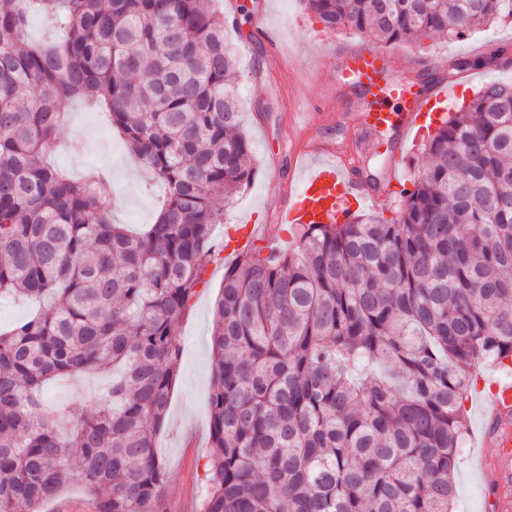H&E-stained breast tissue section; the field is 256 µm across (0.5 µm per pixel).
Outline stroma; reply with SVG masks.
Here are the masks:
<instances>
[{"label":"stroma","mask_w":512,"mask_h":512,"mask_svg":"<svg viewBox=\"0 0 512 512\" xmlns=\"http://www.w3.org/2000/svg\"><path fill=\"white\" fill-rule=\"evenodd\" d=\"M246 5L237 27H225L239 71L238 97L243 129L249 137L257 174L234 197L218 200L223 224L215 228L216 240L237 225L251 222L276 224L285 202L281 190L272 188L274 170L288 172L295 153L309 149L345 154L354 170L382 179L388 168L387 146L397 137L396 128L383 126L363 130L366 110L376 106L385 112L400 109V100L379 101L361 88L343 82L331 60L337 50L361 47L362 37L349 31L323 30L307 10L304 0H235ZM264 14L266 26L275 32L277 55H270L265 41L256 36L250 18ZM512 48V20L477 29L464 38H434L422 43H396L385 47L397 74L407 83L437 82L451 90L443 112H452L462 101L489 82H512V65L449 73L448 62L475 58L492 50ZM311 103L313 111L304 121H294L298 103ZM52 162L72 176L87 169L109 170L117 194L112 219L133 229L154 222L159 206V185L134 162L124 141L111 131L102 113L85 111L80 105L69 110V119L56 134ZM224 280L223 264L210 267L208 284L200 289L193 305L177 325L182 342L178 378L171 391L164 425L155 436V454L164 464V497L168 512H201L207 494L205 463L211 453L209 440L212 364L210 327L212 309ZM107 377L89 375L76 383H53L46 390L53 402L94 408L110 385ZM470 430L457 469V498L453 512H495L496 480L490 458L494 446L476 448L475 442L487 424L476 407H468Z\"/></svg>","instance_id":"1"}]
</instances>
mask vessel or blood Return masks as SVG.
<instances>
[{"instance_id": "1", "label": "vessel or blood", "mask_w": 512, "mask_h": 512, "mask_svg": "<svg viewBox=\"0 0 512 512\" xmlns=\"http://www.w3.org/2000/svg\"><path fill=\"white\" fill-rule=\"evenodd\" d=\"M336 69L345 78L355 80L365 93L378 98L394 95L403 102L398 116L387 112L370 113L373 125L396 124L400 138H407L431 110L448 100V89L432 85L413 88L402 84L386 61L384 53L372 49H349L336 58ZM382 185L369 184L354 176L343 161L324 160L308 171L295 172L288 184L289 204L280 212L284 224H299L306 209H313L315 219L324 224H345L352 220V202L378 200ZM479 411L496 425L495 467L501 491L495 502L496 512H512V375L494 382L479 403Z\"/></svg>"}]
</instances>
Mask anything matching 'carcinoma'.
<instances>
[{
  "label": "carcinoma",
  "instance_id": "1",
  "mask_svg": "<svg viewBox=\"0 0 512 512\" xmlns=\"http://www.w3.org/2000/svg\"><path fill=\"white\" fill-rule=\"evenodd\" d=\"M213 2L0 0V296L39 303L0 330V512H41L69 483L96 512H167L153 448L177 324L223 260L217 198L256 174ZM306 6L380 44L512 18V0ZM77 100L163 186L146 232L112 222L102 170L49 162ZM421 156L394 217L303 224L292 248L225 269L202 512H450L476 370L512 364V84L483 85ZM116 367L93 409L43 396Z\"/></svg>",
  "mask_w": 512,
  "mask_h": 512
}]
</instances>
